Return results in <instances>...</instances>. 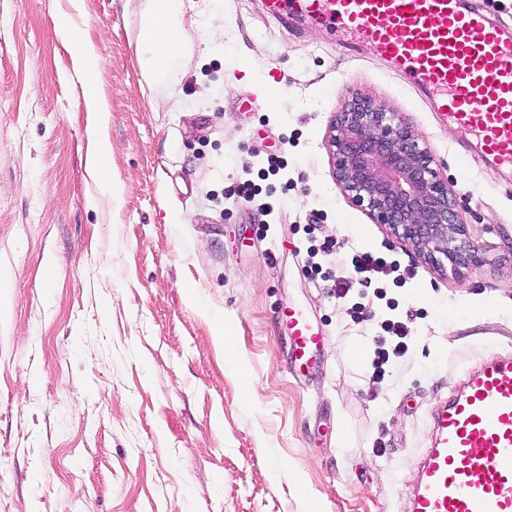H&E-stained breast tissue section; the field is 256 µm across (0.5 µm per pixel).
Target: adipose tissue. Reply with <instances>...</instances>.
<instances>
[{
	"label": "adipose tissue",
	"instance_id": "1",
	"mask_svg": "<svg viewBox=\"0 0 512 512\" xmlns=\"http://www.w3.org/2000/svg\"><path fill=\"white\" fill-rule=\"evenodd\" d=\"M127 13L137 17L136 62L141 73V88L151 102L167 100L170 67L179 57L191 53L192 45L182 25L184 0H125ZM57 32L82 79L83 98L97 121L89 136L94 143L98 164L96 185L101 194L114 193L108 162L112 143L103 131L109 123L110 105L98 90L99 64L94 43L71 27L67 18H59Z\"/></svg>",
	"mask_w": 512,
	"mask_h": 512
}]
</instances>
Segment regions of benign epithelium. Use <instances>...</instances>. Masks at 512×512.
<instances>
[{
	"label": "benign epithelium",
	"mask_w": 512,
	"mask_h": 512,
	"mask_svg": "<svg viewBox=\"0 0 512 512\" xmlns=\"http://www.w3.org/2000/svg\"><path fill=\"white\" fill-rule=\"evenodd\" d=\"M325 146L342 193L374 223L442 272L479 261L456 193L400 113L356 93L334 116Z\"/></svg>",
	"instance_id": "benign-epithelium-1"
}]
</instances>
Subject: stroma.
Segmentation results:
<instances>
[{"instance_id": "1", "label": "stroma", "mask_w": 512, "mask_h": 512, "mask_svg": "<svg viewBox=\"0 0 512 512\" xmlns=\"http://www.w3.org/2000/svg\"><path fill=\"white\" fill-rule=\"evenodd\" d=\"M60 15L96 46L112 200ZM205 20L187 10L192 55L156 112L124 0H0V512H404L431 408L512 342V175L460 159L462 134L389 61L324 27L224 0L217 50ZM356 92L418 133L477 265L440 275L344 197L324 141ZM172 201L188 223L166 222ZM358 248L402 278L338 298ZM291 306L326 336L306 378L285 362ZM386 318L409 350L376 383L351 347Z\"/></svg>"}]
</instances>
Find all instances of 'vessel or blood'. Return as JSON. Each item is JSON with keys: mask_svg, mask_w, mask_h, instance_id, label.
<instances>
[{"mask_svg": "<svg viewBox=\"0 0 512 512\" xmlns=\"http://www.w3.org/2000/svg\"><path fill=\"white\" fill-rule=\"evenodd\" d=\"M283 21L299 17L349 34L395 64L442 121L512 174V36L462 0H264ZM287 357L310 370L325 336L289 309ZM430 445L409 478L408 512H512V350L494 351L437 400Z\"/></svg>", "mask_w": 512, "mask_h": 512, "instance_id": "1", "label": "vessel or blood"}]
</instances>
